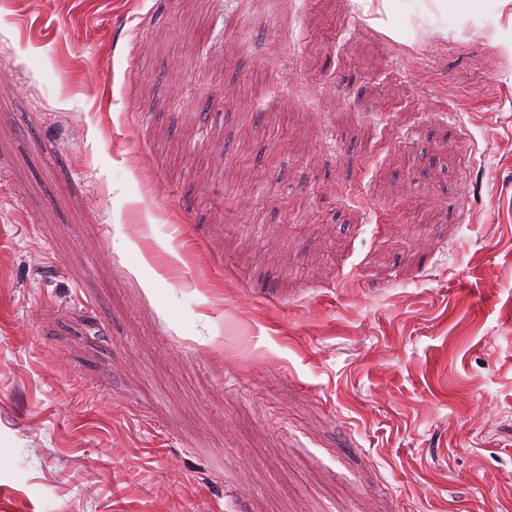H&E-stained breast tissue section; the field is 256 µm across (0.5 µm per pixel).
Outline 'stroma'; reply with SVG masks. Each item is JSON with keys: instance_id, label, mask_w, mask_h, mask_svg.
Wrapping results in <instances>:
<instances>
[{"instance_id": "obj_1", "label": "stroma", "mask_w": 512, "mask_h": 512, "mask_svg": "<svg viewBox=\"0 0 512 512\" xmlns=\"http://www.w3.org/2000/svg\"><path fill=\"white\" fill-rule=\"evenodd\" d=\"M381 2L0 0V512H512V0Z\"/></svg>"}]
</instances>
